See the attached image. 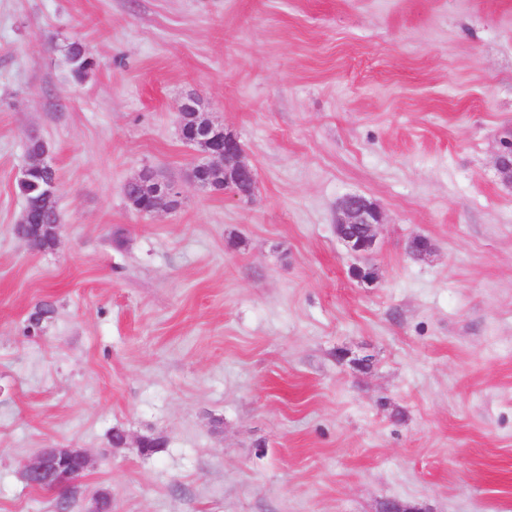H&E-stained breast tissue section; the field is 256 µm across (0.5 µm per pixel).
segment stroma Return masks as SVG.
Instances as JSON below:
<instances>
[{"label":"stroma","instance_id":"stroma-1","mask_svg":"<svg viewBox=\"0 0 512 512\" xmlns=\"http://www.w3.org/2000/svg\"><path fill=\"white\" fill-rule=\"evenodd\" d=\"M188 96L240 137L250 199L188 182ZM511 132L512 0H0V512H56L21 475L45 448L93 458L73 512L101 488L112 512H512ZM33 136L61 215L39 254L14 233ZM147 167L178 209L129 204ZM351 192L384 217L371 286L336 236ZM66 55L73 74L78 78L83 77L93 66L91 58L81 44L70 45Z\"/></svg>","mask_w":512,"mask_h":512}]
</instances>
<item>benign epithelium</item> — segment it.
<instances>
[{"mask_svg":"<svg viewBox=\"0 0 512 512\" xmlns=\"http://www.w3.org/2000/svg\"><path fill=\"white\" fill-rule=\"evenodd\" d=\"M178 112L179 138L197 148L202 158L191 171V182L202 190L229 195L238 201L251 198L256 183L255 171L244 159L238 137L226 131L224 126L201 117L197 102L192 97L180 103ZM47 155L48 148L45 147L41 154L29 157L22 181H28L37 170L51 176L47 194L52 197L56 194L57 181L54 168L46 162ZM497 165L502 174L512 178L511 140L502 142ZM129 182L150 188L148 197L152 205L145 210L147 214L172 211L179 204L180 191L176 182L160 177L152 169H142ZM382 223V211L365 196L348 194L341 200L336 215V235L362 260V265L356 267V279L363 284L368 285L377 279V268L371 257L377 249V229ZM356 224L364 225L365 235L356 234ZM59 230L58 223H36L28 200L14 227L16 236L28 247L44 238L59 237ZM90 467L91 457L81 448H45L24 464L22 477L30 485L39 480L50 491L63 494L71 490Z\"/></svg>","mask_w":512,"mask_h":512,"instance_id":"benign-epithelium-1","label":"benign epithelium"}]
</instances>
